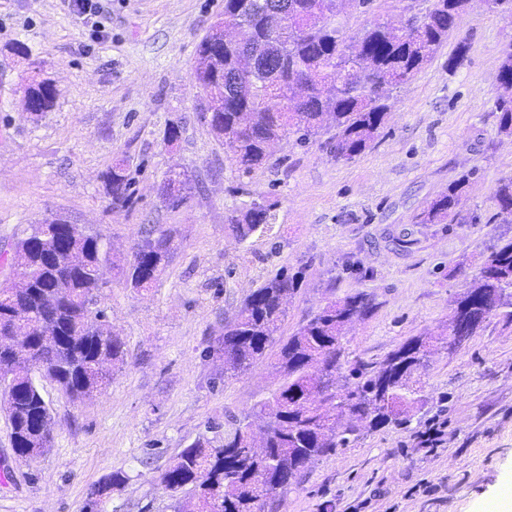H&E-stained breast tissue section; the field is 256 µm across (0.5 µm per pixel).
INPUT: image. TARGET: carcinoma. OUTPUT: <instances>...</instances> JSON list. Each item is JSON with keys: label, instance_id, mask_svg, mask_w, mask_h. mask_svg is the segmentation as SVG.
<instances>
[{"label": "carcinoma", "instance_id": "obj_1", "mask_svg": "<svg viewBox=\"0 0 512 512\" xmlns=\"http://www.w3.org/2000/svg\"><path fill=\"white\" fill-rule=\"evenodd\" d=\"M373 0H224L210 32L196 49L192 86L208 101L211 130L231 145L233 160L249 173L261 167L271 148L294 135L305 146L324 136V147L336 160H350L364 152L383 127L390 92L407 83L431 61L448 40V32L473 0H413L402 3L397 23L378 22L349 35L350 11ZM248 26L253 42L241 48L231 42L217 47L223 32ZM495 103L499 132L512 136V41L502 49ZM26 93L40 101V111L53 107L55 96L47 81H33ZM471 173L448 184L420 214L422 224H462L475 221L456 211ZM190 182L181 171L170 170L160 184L166 203H184ZM112 203L130 200L124 161L108 175ZM500 213L512 218V176L499 180L494 192ZM275 204L259 213L250 208L228 217L241 241L263 235L275 220ZM176 232L159 224L152 235L136 243L126 262V283L135 291L156 284L174 250ZM37 238L50 249L57 242L54 220L31 226L19 239L13 263L27 268L29 278L0 287V320L13 334L26 336L41 358L55 361L60 390L81 399L102 389L106 366L124 364V342L103 312L91 313L90 302L102 284L93 266L107 261L102 239L74 230L66 242L69 264L42 266L30 243ZM302 272L281 268L243 301L227 323L222 343L205 351L222 361L220 380L236 377L280 344L276 368L283 382L259 404L265 416L262 439L267 452L250 454L252 433L243 420L230 416L222 443L214 446L198 438L162 470L159 481L184 495L183 512H264L308 462L350 442L360 434L352 423L338 429L336 415L368 422L372 429L410 423L429 397L414 374L441 341L427 334L414 337L390 353L375 368L361 364L344 368L341 344L346 327L370 314L373 304L361 293L347 295L320 309L287 339L277 336L286 316V298L300 287ZM495 296L474 310L480 321L499 313L512 322V239L494 246L478 272L465 280L450 317L468 314L477 297ZM31 358L13 360L14 398L6 407L12 433L17 435L20 459L40 455L50 444L28 427L32 416L52 419L40 379L32 373ZM347 370L352 386L337 397L336 375Z\"/></svg>", "mask_w": 512, "mask_h": 512}]
</instances>
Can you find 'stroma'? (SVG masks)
<instances>
[{
    "instance_id": "35a3bbf8",
    "label": "stroma",
    "mask_w": 512,
    "mask_h": 512,
    "mask_svg": "<svg viewBox=\"0 0 512 512\" xmlns=\"http://www.w3.org/2000/svg\"><path fill=\"white\" fill-rule=\"evenodd\" d=\"M223 9L224 0H107L96 40L66 0H0V256L56 215L102 237L116 265L95 307L126 352L89 398L70 401L46 383L52 441L38 457L14 455L0 409V512H85L92 499L98 512H175L160 472L198 437L215 438L226 413L251 414L279 385L276 350L222 383L220 360L205 355L278 269L304 271L281 336L361 292L374 309L346 331L344 356L374 365L447 324L465 275L512 238L493 200L512 176V138L498 135L494 110L512 15L478 2L462 13L435 57L392 91L386 123L360 155L338 160L320 143L286 138L246 173L190 86L196 48ZM461 45L463 60L449 67ZM34 78L51 81L56 98L32 116L22 103ZM175 120L181 134L170 144L164 131ZM120 160L133 196L116 208L107 176ZM173 167L192 177L175 208L157 192ZM466 172L459 208L478 223H419ZM260 196L275 202L276 220L238 242L227 217ZM155 224L177 229L175 250L156 287L138 293L118 267ZM419 379L430 402L409 426L362 430L302 471L272 512L325 503L332 512H481L512 478V322L490 315L461 348L435 352ZM436 428L440 443H422ZM115 473L125 483L94 496Z\"/></svg>"
}]
</instances>
